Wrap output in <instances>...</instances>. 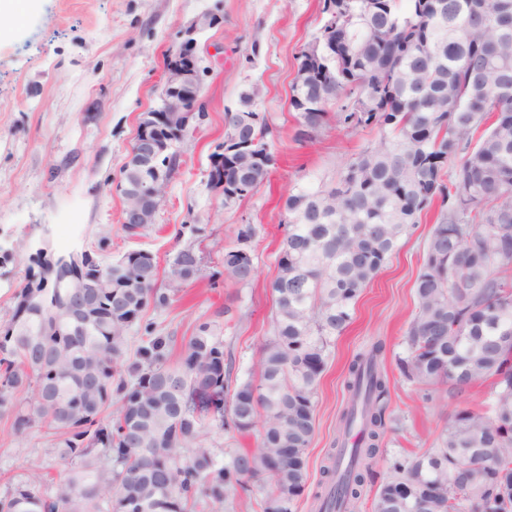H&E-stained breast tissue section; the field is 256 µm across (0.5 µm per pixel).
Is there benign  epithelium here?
I'll return each instance as SVG.
<instances>
[{"mask_svg": "<svg viewBox=\"0 0 512 512\" xmlns=\"http://www.w3.org/2000/svg\"><path fill=\"white\" fill-rule=\"evenodd\" d=\"M214 23L215 18L209 13L202 14L192 22L178 46L177 59L163 66L162 77L157 85L158 107L141 114L124 165L133 171L149 167L154 170L155 177L138 184H120L127 203L123 219L126 224L155 223L159 199L171 176L169 167L174 145L167 135L173 132L176 122L183 129H189L201 103L202 83L194 35ZM39 251L59 269L63 278L73 280L71 287L78 289V294L70 306V319H78L88 306V295L81 287L82 271L92 258L91 253L87 250H74L57 254L46 246L39 247Z\"/></svg>", "mask_w": 512, "mask_h": 512, "instance_id": "7a95c632", "label": "benign epithelium"}]
</instances>
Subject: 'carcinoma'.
<instances>
[{"label":"carcinoma","mask_w":512,"mask_h":512,"mask_svg":"<svg viewBox=\"0 0 512 512\" xmlns=\"http://www.w3.org/2000/svg\"><path fill=\"white\" fill-rule=\"evenodd\" d=\"M336 24L309 42L320 63L292 88L298 137L336 122L376 127L379 142L356 154L336 182L295 189L276 256L272 335L257 372L234 374L235 357L203 323L177 337L142 322L167 308L175 283L199 272L180 250L168 287L141 251L103 265L92 259L94 307L62 323L72 289L29 256L10 320L0 327V416L17 432L38 427L63 469L8 487L0 512H237L238 491L261 512H295L308 489L307 449L329 347L361 294L423 212L440 202L415 280L416 305L396 365L424 403L436 387L461 401L424 451L389 450L387 352L378 339L349 362L348 404L336 453L312 493L317 512H360L381 462L386 477L371 512H512V0H334ZM227 118L226 140L269 145V122L250 95ZM224 205L244 200L269 172L224 153ZM254 224L234 228L224 274H255ZM112 281V287L98 284ZM142 332L133 356L128 335ZM27 392V401L17 394ZM261 428L253 448L238 435ZM218 429L224 455L206 445Z\"/></svg>","instance_id":"cac0c4a2"}]
</instances>
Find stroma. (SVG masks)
I'll return each instance as SVG.
<instances>
[{
  "instance_id": "obj_1",
  "label": "stroma",
  "mask_w": 512,
  "mask_h": 512,
  "mask_svg": "<svg viewBox=\"0 0 512 512\" xmlns=\"http://www.w3.org/2000/svg\"><path fill=\"white\" fill-rule=\"evenodd\" d=\"M321 0H33L31 9L0 19V241L15 243L0 265V325L15 305L16 287L37 244L57 252L89 250L107 264L126 252L153 254L167 270L177 253L194 247L196 278L170 307L148 311L159 329L183 337L204 322L220 325L233 344L236 372L255 369L260 344L272 330L270 283L287 214L283 191L336 179L346 162L379 140L375 129L348 130L327 121L312 139L297 137L289 101L298 51L317 33ZM218 22L200 31L203 110L179 144L182 165L169 182L156 221L138 237L122 230L120 169L142 112L156 107L165 53L203 13ZM254 96L269 118L276 157L269 179L252 196L225 205L209 180L211 156L224 143L230 114ZM439 210L431 208L404 237L362 294L354 319L330 347L317 396L315 437L308 450L309 486L333 448L345 405L344 379L352 356L374 338L401 351L415 309L414 283ZM254 224L257 277L241 286L219 277L234 227ZM390 406L404 417L389 433V449L432 447L456 406L444 391L418 400L393 361H386ZM58 450L43 431H14L0 418V496L31 470L57 475Z\"/></svg>"
}]
</instances>
